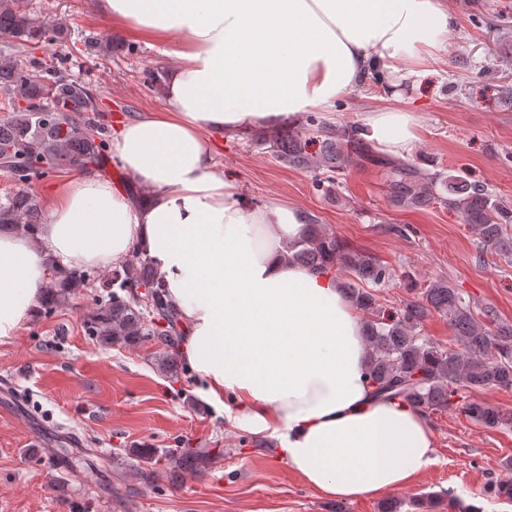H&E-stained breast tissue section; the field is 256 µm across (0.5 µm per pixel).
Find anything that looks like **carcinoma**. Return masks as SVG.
Returning <instances> with one entry per match:
<instances>
[{
  "label": "carcinoma",
  "mask_w": 512,
  "mask_h": 512,
  "mask_svg": "<svg viewBox=\"0 0 512 512\" xmlns=\"http://www.w3.org/2000/svg\"><path fill=\"white\" fill-rule=\"evenodd\" d=\"M0 35L14 45L27 47L63 39V31L47 27L20 6V0H0ZM0 93L8 97L12 115L0 123V152L18 189L0 201V229L35 235L41 223V205L23 185L34 178L66 167L95 164L106 152L103 132L81 123L84 112L98 111V96L89 85L70 75L36 76L11 58H0ZM283 164L303 169L325 168L339 174L367 163L382 168L384 186L398 207L416 208L435 201L460 214L475 234L482 250L512 258V205L481 184H468L460 176L424 173L405 159H380L373 146L360 137L354 125L333 128L317 116L307 127H281L262 139ZM287 260L326 274L337 267L350 280L338 283L345 298L364 315L363 335L369 352L368 376L372 396L405 403L425 414L455 408L477 425L511 429L512 413L469 399V394L512 389V325L498 323L490 307L474 313L458 289L445 280L425 287L410 283L407 298L396 310L386 309L377 289L392 280L393 272L376 258L351 248L308 218L307 233ZM90 277L73 271L67 279L46 287L41 303L55 307L66 291ZM106 294L85 316L88 335L101 344L133 346L156 342L163 352L158 370L178 375L174 348L181 330L179 313L169 304L162 281L150 257L133 248L130 258L112 270L103 283ZM148 288L147 299L135 290ZM433 312L448 319L452 339L442 345L424 332ZM155 456L143 448L137 458L114 457L112 465L132 468L146 485L154 484L155 471L141 462ZM205 459L194 451L169 456L170 472L198 471ZM491 495L512 504V481L491 484ZM420 512L446 508L450 512H480L448 494H425L413 501Z\"/></svg>",
  "instance_id": "1"
}]
</instances>
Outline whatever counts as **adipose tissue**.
<instances>
[{
  "instance_id": "obj_1",
  "label": "adipose tissue",
  "mask_w": 512,
  "mask_h": 512,
  "mask_svg": "<svg viewBox=\"0 0 512 512\" xmlns=\"http://www.w3.org/2000/svg\"><path fill=\"white\" fill-rule=\"evenodd\" d=\"M151 42L175 44L164 109L112 141L138 199L101 176L65 181L37 233L0 234V344L19 336L52 276L107 268L144 251L181 313L180 357L198 395L232 428L278 441L279 456L324 496L402 489L436 461L425 413L373 398L358 312L335 281L286 262L306 215L261 206L215 167L217 134L330 110L381 70L383 107L360 134L411 154L414 114L396 78L435 72L454 18L446 0H97Z\"/></svg>"
}]
</instances>
